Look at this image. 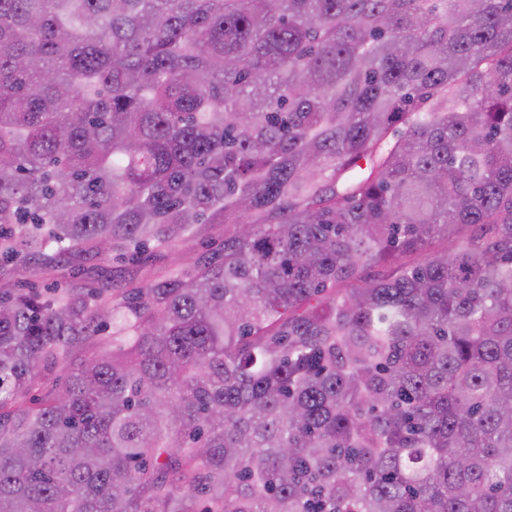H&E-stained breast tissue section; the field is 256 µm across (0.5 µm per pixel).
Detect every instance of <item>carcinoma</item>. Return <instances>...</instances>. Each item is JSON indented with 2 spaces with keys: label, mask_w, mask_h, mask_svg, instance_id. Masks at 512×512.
<instances>
[{
  "label": "carcinoma",
  "mask_w": 512,
  "mask_h": 512,
  "mask_svg": "<svg viewBox=\"0 0 512 512\" xmlns=\"http://www.w3.org/2000/svg\"><path fill=\"white\" fill-rule=\"evenodd\" d=\"M212 224L0 277V512H512V0H0V268ZM223 239L224 224H213L211 238L208 241L184 238L162 252L152 263L137 271L125 270L119 264L112 263V260L101 262L100 267L104 274L110 275L111 281L114 277L117 288H124L125 280L133 278L135 281L143 283L159 275L168 266H189L209 248L207 246ZM14 279L18 282L26 281L34 284L38 288H44L47 285L55 284L58 288H69L77 283H89L91 279L85 276L78 277L70 273L66 267L59 268L54 276H46L41 273L40 266L34 260H27L26 262H18L15 271Z\"/></svg>",
  "instance_id": "obj_1"
}]
</instances>
